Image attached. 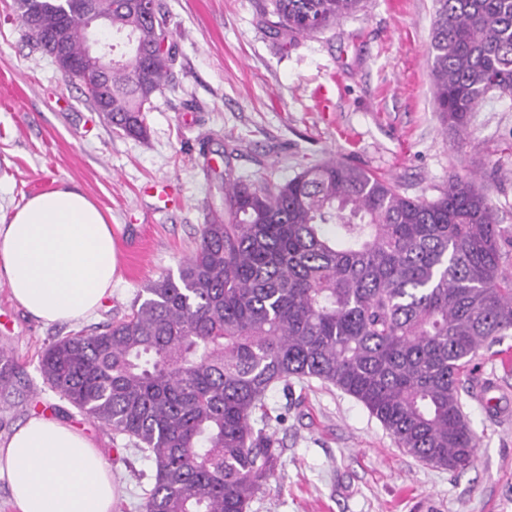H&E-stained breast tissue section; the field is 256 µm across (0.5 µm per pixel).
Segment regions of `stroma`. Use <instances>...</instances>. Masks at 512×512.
Returning <instances> with one entry per match:
<instances>
[{
  "label": "stroma",
  "instance_id": "stroma-1",
  "mask_svg": "<svg viewBox=\"0 0 512 512\" xmlns=\"http://www.w3.org/2000/svg\"><path fill=\"white\" fill-rule=\"evenodd\" d=\"M162 3L176 62L147 114L149 135L137 140L114 133L83 89L32 50L14 0H0V219L35 193L75 185L109 217L119 267L111 298L70 325L37 322L0 279V350L19 368L11 395L0 398V442L35 415L83 429L112 472V512H140L150 463L52 390L39 357L57 338L122 318L142 288L177 272L209 207L223 203L224 151L248 181H282L332 157L426 200L451 175L472 174L500 224L512 227V95L488 93L465 139L446 128L430 81L433 0H362L288 46L273 35L262 0ZM161 180L178 206L159 209L146 197ZM508 351L512 336L477 361L463 398L477 447L460 473L403 453L336 388L316 380L274 387L266 403L281 455L251 512H512V370L499 362Z\"/></svg>",
  "mask_w": 512,
  "mask_h": 512
}]
</instances>
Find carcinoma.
I'll list each match as a JSON object with an SVG mask.
<instances>
[{"label": "carcinoma", "mask_w": 512, "mask_h": 512, "mask_svg": "<svg viewBox=\"0 0 512 512\" xmlns=\"http://www.w3.org/2000/svg\"><path fill=\"white\" fill-rule=\"evenodd\" d=\"M361 0H266L276 36L295 41L358 10ZM433 98L448 128L490 91L512 95V0H434ZM112 19V71L86 82L88 13ZM44 53L65 43L60 69L126 137L176 60L160 0H17ZM178 274L151 282L130 313L54 340L45 382L124 436L151 462L142 512H250L279 462L268 391L317 379L360 402L397 447L437 469L470 465L463 409L470 366L512 335V230L482 182L455 176L433 200L324 159L278 182L233 174ZM16 364L0 351V395Z\"/></svg>", "instance_id": "carcinoma-1"}]
</instances>
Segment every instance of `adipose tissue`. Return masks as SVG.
Wrapping results in <instances>:
<instances>
[{"label": "adipose tissue", "instance_id": "adipose-tissue-1", "mask_svg": "<svg viewBox=\"0 0 512 512\" xmlns=\"http://www.w3.org/2000/svg\"><path fill=\"white\" fill-rule=\"evenodd\" d=\"M116 241L103 211L70 184L37 193L0 220V279L34 319L72 323L112 295ZM18 512H112V476L73 425L35 416L0 442Z\"/></svg>", "mask_w": 512, "mask_h": 512}]
</instances>
